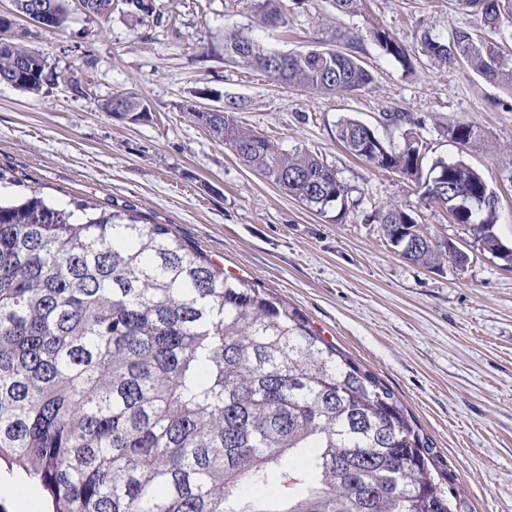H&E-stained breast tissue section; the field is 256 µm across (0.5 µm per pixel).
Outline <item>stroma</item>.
Wrapping results in <instances>:
<instances>
[{
    "label": "stroma",
    "mask_w": 512,
    "mask_h": 512,
    "mask_svg": "<svg viewBox=\"0 0 512 512\" xmlns=\"http://www.w3.org/2000/svg\"><path fill=\"white\" fill-rule=\"evenodd\" d=\"M135 18L114 8L92 18L71 7L64 29L20 21L26 46L41 50L61 83L31 94L0 84V166L36 181L60 204L134 208L197 247L226 274L255 282L306 315L312 327L372 371L413 415L469 501L471 512H512V271L484 252L468 225L420 201L413 184L348 153L340 119L381 126L394 144L421 123L429 157L461 160L499 197L495 231L512 245V91L463 66L440 67L419 48L428 29L475 27L459 0H364L353 16L328 0H283L287 29L255 27L247 0H155ZM387 28L407 48L404 68L372 41ZM360 36L373 75L360 91L327 95L281 86L225 60L224 33L247 29L289 54ZM146 100L152 121L103 112L112 95ZM237 102V122L282 149L302 148L334 165L349 187L336 221L307 210L245 167L196 124L190 106ZM470 121L477 139L459 147L448 126ZM394 204L422 231L470 257L427 269L398 256L370 217ZM0 512H49L42 491L0 479Z\"/></svg>",
    "instance_id": "35a3bbf8"
}]
</instances>
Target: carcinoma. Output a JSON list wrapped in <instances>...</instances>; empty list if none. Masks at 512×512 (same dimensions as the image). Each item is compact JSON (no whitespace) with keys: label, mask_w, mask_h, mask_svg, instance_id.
<instances>
[{"label":"carcinoma","mask_w":512,"mask_h":512,"mask_svg":"<svg viewBox=\"0 0 512 512\" xmlns=\"http://www.w3.org/2000/svg\"><path fill=\"white\" fill-rule=\"evenodd\" d=\"M52 5L64 28L70 0ZM254 25H288L281 0H248ZM481 26L431 31L421 50L463 64L512 90L503 48L512 0H460ZM384 54L411 67L384 27L369 30ZM349 51L267 50L241 30L224 57L275 81L348 94L373 80ZM58 81L44 54L0 45V84L38 93ZM122 112H117L118 106ZM100 108L136 124L147 101L121 93ZM194 121L308 210L332 221L349 188L333 166L286 152L224 113ZM475 125L448 135L468 145ZM336 139L371 166L414 183L420 200L472 228L483 251L507 261L495 233L499 198L467 164L433 159L415 131L399 147L369 125L342 119ZM0 465L42 489L52 512H466L467 505L394 393L317 333L306 317L177 237L129 211L75 198L57 206L41 188L0 167ZM338 214H333V211ZM406 261L427 268L465 260L454 243L412 231L389 205L372 215Z\"/></svg>","instance_id":"carcinoma-1"}]
</instances>
